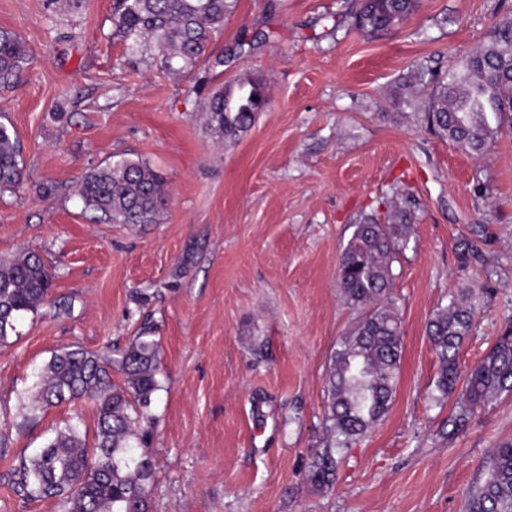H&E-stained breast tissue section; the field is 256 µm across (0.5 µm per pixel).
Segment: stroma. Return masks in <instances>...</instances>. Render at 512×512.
<instances>
[{
    "label": "stroma",
    "instance_id": "obj_1",
    "mask_svg": "<svg viewBox=\"0 0 512 512\" xmlns=\"http://www.w3.org/2000/svg\"><path fill=\"white\" fill-rule=\"evenodd\" d=\"M113 3L0 0V29L30 56L0 87L26 168L0 194V258L31 252L56 275L51 303L0 345V512H59L16 492L15 460L72 415L96 426L86 402L19 426L39 369L64 347H126L146 322L161 345L152 512H463L493 448L512 442V394L454 441L436 437L453 405H427L439 364L425 324L470 291L467 369L512 318V133L483 159L441 139L417 72L446 76L512 19V0H419L372 36L354 30L353 0H237L212 44L223 66L182 77L114 38ZM247 77L264 81L266 106L219 143L198 102ZM123 157L166 179L160 223H96L76 195L86 171ZM399 207L412 235L393 264L397 392L317 490L306 471L327 439L329 359L359 316L340 295V254L356 223ZM464 240L479 249L465 263Z\"/></svg>",
    "mask_w": 512,
    "mask_h": 512
}]
</instances>
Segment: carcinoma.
Instances as JSON below:
<instances>
[{"label":"carcinoma","mask_w":512,"mask_h":512,"mask_svg":"<svg viewBox=\"0 0 512 512\" xmlns=\"http://www.w3.org/2000/svg\"><path fill=\"white\" fill-rule=\"evenodd\" d=\"M418 0H358L356 28L372 33L405 19ZM235 0H117L113 35L157 55L173 72L188 74L199 63L224 66L210 53L215 33ZM22 41L0 30V84L8 85L29 63ZM263 80L244 78L234 91L219 88L199 102L212 130L232 141L254 121L263 104ZM428 128L466 153L482 158L512 129V21L499 26L448 80L432 89ZM25 179L21 147L13 126L0 115V193ZM78 195L93 219L107 224H155L166 209V181L148 163L121 158L86 172ZM410 241V214L401 208L388 222L372 217L354 225L337 271L345 300L362 311L331 354L326 377L325 447L307 465V482L329 485L340 448L366 433L389 411L400 378L402 317L392 299V265ZM55 274L34 253L0 259V344L18 320L51 293ZM477 306L465 292L433 312L426 334L439 362L433 401L456 395L454 412L438 431L446 441L462 433L471 416L502 394L512 393V322L488 353L467 372L459 370L460 347L472 329ZM160 345L150 326L122 350L79 347L54 354L42 367L33 405L88 400L95 408L94 438L76 423L56 429L44 447L21 455L14 466L19 495L57 501L60 512H151L154 462L146 441L154 424L153 395ZM465 512H512V442L494 449L483 483L467 499Z\"/></svg>","instance_id":"carcinoma-1"}]
</instances>
